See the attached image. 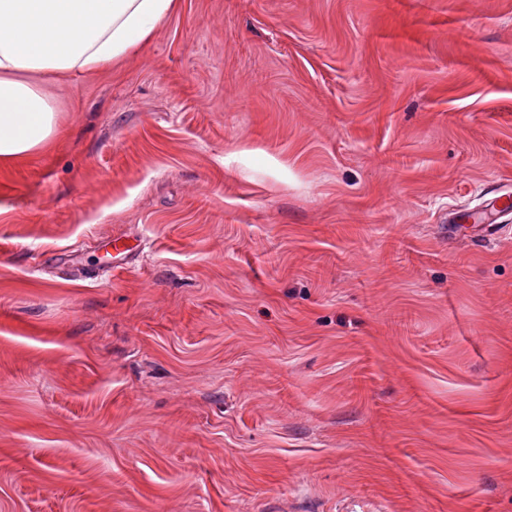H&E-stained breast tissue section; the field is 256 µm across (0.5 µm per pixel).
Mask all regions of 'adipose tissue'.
<instances>
[{"label":"adipose tissue","instance_id":"adipose-tissue-1","mask_svg":"<svg viewBox=\"0 0 512 512\" xmlns=\"http://www.w3.org/2000/svg\"><path fill=\"white\" fill-rule=\"evenodd\" d=\"M173 7L174 0H0V164L43 148L56 130L37 75L119 59Z\"/></svg>","mask_w":512,"mask_h":512}]
</instances>
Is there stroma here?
<instances>
[{
	"instance_id": "35a3bbf8",
	"label": "stroma",
	"mask_w": 512,
	"mask_h": 512,
	"mask_svg": "<svg viewBox=\"0 0 512 512\" xmlns=\"http://www.w3.org/2000/svg\"><path fill=\"white\" fill-rule=\"evenodd\" d=\"M39 81L0 512H512V0H175Z\"/></svg>"
}]
</instances>
